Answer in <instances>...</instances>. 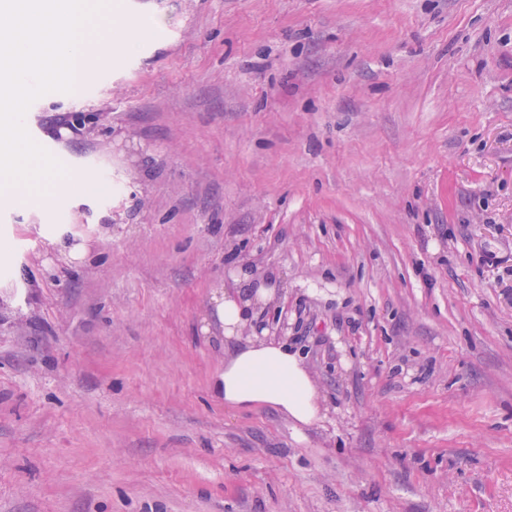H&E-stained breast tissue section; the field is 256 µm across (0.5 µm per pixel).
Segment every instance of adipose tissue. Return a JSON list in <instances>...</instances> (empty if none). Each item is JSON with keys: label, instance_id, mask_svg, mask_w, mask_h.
Returning <instances> with one entry per match:
<instances>
[{"label": "adipose tissue", "instance_id": "adipose-tissue-1", "mask_svg": "<svg viewBox=\"0 0 512 512\" xmlns=\"http://www.w3.org/2000/svg\"><path fill=\"white\" fill-rule=\"evenodd\" d=\"M283 293L276 274L237 267L212 295L223 328L224 368L211 388L228 409L268 406L283 418L313 425L324 417L315 378L287 339L259 328L258 318Z\"/></svg>", "mask_w": 512, "mask_h": 512}]
</instances>
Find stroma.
Returning a JSON list of instances; mask_svg holds the SVG:
<instances>
[{"instance_id":"obj_1","label":"stroma","mask_w":512,"mask_h":512,"mask_svg":"<svg viewBox=\"0 0 512 512\" xmlns=\"http://www.w3.org/2000/svg\"><path fill=\"white\" fill-rule=\"evenodd\" d=\"M112 11L111 83L27 110L105 194L0 208V512H512V0ZM243 264L316 425L210 393Z\"/></svg>"}]
</instances>
